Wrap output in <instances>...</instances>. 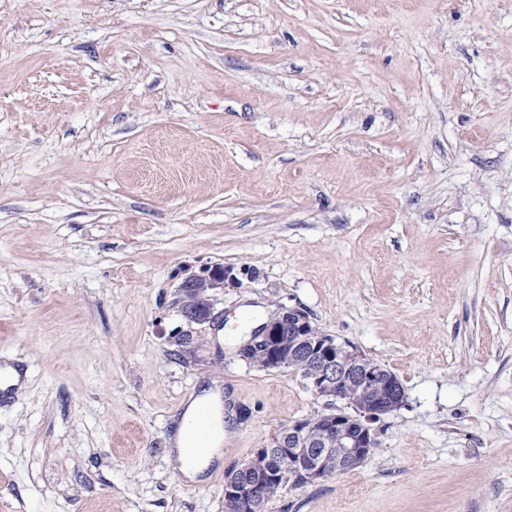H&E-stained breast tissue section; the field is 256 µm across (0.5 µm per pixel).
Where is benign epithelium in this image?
I'll use <instances>...</instances> for the list:
<instances>
[{"label": "benign epithelium", "instance_id": "benign-epithelium-1", "mask_svg": "<svg viewBox=\"0 0 512 512\" xmlns=\"http://www.w3.org/2000/svg\"><path fill=\"white\" fill-rule=\"evenodd\" d=\"M230 271L221 267L190 275L179 285L180 316L189 326L211 323L216 315V295L225 284L235 283ZM245 360L260 357L269 366L286 369L290 364L304 365L307 385L319 398L329 396L336 403L325 404L329 415L320 427L306 421L296 422L278 432L266 445L256 449L251 458L224 477V504L232 512H258L266 501L265 486L254 484L248 472L262 469L273 449L283 454H314L309 466V478L321 480L364 463L369 450L376 444L369 426L385 409H364L366 412L365 441L357 438L340 424L338 411L349 408L359 395L384 393L383 371L370 358L348 350L332 336L324 335L312 325L308 315L296 308H281L261 326L238 350Z\"/></svg>", "mask_w": 512, "mask_h": 512}]
</instances>
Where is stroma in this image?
<instances>
[{
    "label": "stroma",
    "instance_id": "obj_1",
    "mask_svg": "<svg viewBox=\"0 0 512 512\" xmlns=\"http://www.w3.org/2000/svg\"><path fill=\"white\" fill-rule=\"evenodd\" d=\"M215 267L227 333L178 313ZM282 306L405 399L266 512H512V0H0V512H225L323 405L237 353ZM212 385L214 386L205 387L202 394L197 399L186 405L183 415L173 420L171 435L167 440L169 454L173 456L177 455L178 459L182 461V449L193 441V424L196 418L197 404L203 400L212 403L214 421L211 424L213 436L210 443L204 448H199L197 455L196 448H198V446H189L184 450L187 460L193 459L196 455L195 461L192 464L182 466V474L190 482L202 481V476L205 474L207 468L212 464L221 462L224 458L222 448H220L221 443L224 442V411L222 412L220 389L215 386V381L212 382ZM209 420L210 406L206 403H200L196 421L197 439L201 444L206 443L209 439Z\"/></svg>",
    "mask_w": 512,
    "mask_h": 512
}]
</instances>
